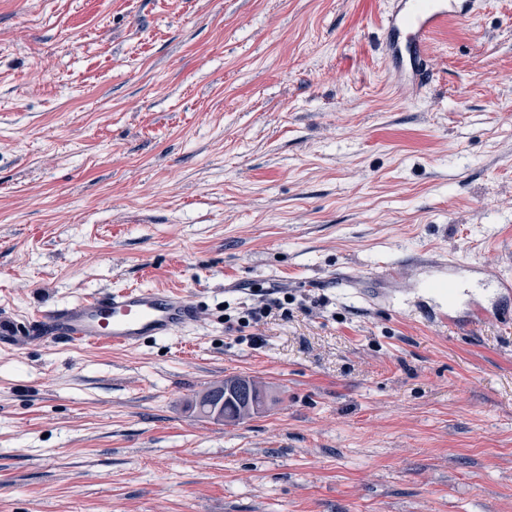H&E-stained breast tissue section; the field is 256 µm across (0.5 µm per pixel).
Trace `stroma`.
Returning a JSON list of instances; mask_svg holds the SVG:
<instances>
[{
	"label": "stroma",
	"mask_w": 512,
	"mask_h": 512,
	"mask_svg": "<svg viewBox=\"0 0 512 512\" xmlns=\"http://www.w3.org/2000/svg\"><path fill=\"white\" fill-rule=\"evenodd\" d=\"M394 6L0 0V313L199 309L131 349L0 345V512H512V0L416 82ZM234 376L261 414L194 410Z\"/></svg>",
	"instance_id": "1"
}]
</instances>
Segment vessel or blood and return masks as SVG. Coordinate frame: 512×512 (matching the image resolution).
Wrapping results in <instances>:
<instances>
[{
  "mask_svg": "<svg viewBox=\"0 0 512 512\" xmlns=\"http://www.w3.org/2000/svg\"><path fill=\"white\" fill-rule=\"evenodd\" d=\"M472 0H398L386 26L385 57L393 69L417 68L431 37L449 19L465 18ZM197 305L161 288L129 286L41 310L24 323L0 317V340L18 333L45 340L55 336L79 345L134 347L168 336L195 322Z\"/></svg>",
  "mask_w": 512,
  "mask_h": 512,
  "instance_id": "obj_1",
  "label": "vessel or blood"
}]
</instances>
